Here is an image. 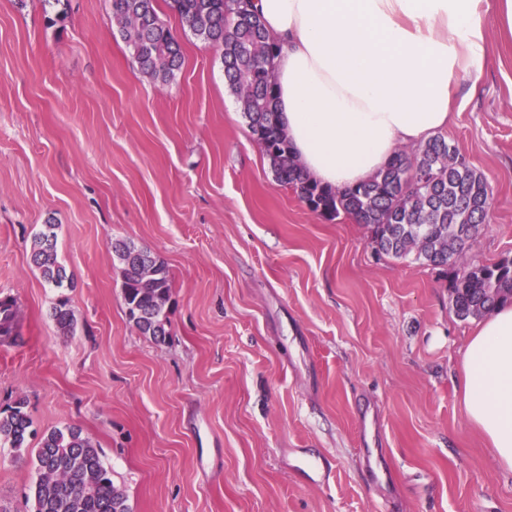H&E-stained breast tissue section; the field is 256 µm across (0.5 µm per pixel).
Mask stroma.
Wrapping results in <instances>:
<instances>
[{
	"label": "stroma",
	"mask_w": 512,
	"mask_h": 512,
	"mask_svg": "<svg viewBox=\"0 0 512 512\" xmlns=\"http://www.w3.org/2000/svg\"><path fill=\"white\" fill-rule=\"evenodd\" d=\"M157 11L184 56L166 82L112 0H0V298L21 316L0 408L24 400L34 445L80 428L132 512H512V470L462 408L476 322L448 275L311 212L275 179L221 50L169 0ZM482 16L483 89L444 135L489 184L472 256L492 262L512 257V40ZM45 224L62 290L30 258ZM119 241L168 266L164 343L126 316ZM32 459L0 447V512H31ZM322 463L332 477L310 484Z\"/></svg>",
	"instance_id": "stroma-1"
}]
</instances>
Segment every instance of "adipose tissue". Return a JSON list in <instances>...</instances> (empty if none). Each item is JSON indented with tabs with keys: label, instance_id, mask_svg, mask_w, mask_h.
Segmentation results:
<instances>
[{
	"label": "adipose tissue",
	"instance_id": "adipose-tissue-1",
	"mask_svg": "<svg viewBox=\"0 0 512 512\" xmlns=\"http://www.w3.org/2000/svg\"><path fill=\"white\" fill-rule=\"evenodd\" d=\"M270 39L275 96L305 174L342 190L373 178L399 146L448 126L454 80L479 91L481 0H250ZM462 406L512 470V306L486 316L462 360Z\"/></svg>",
	"mask_w": 512,
	"mask_h": 512
}]
</instances>
